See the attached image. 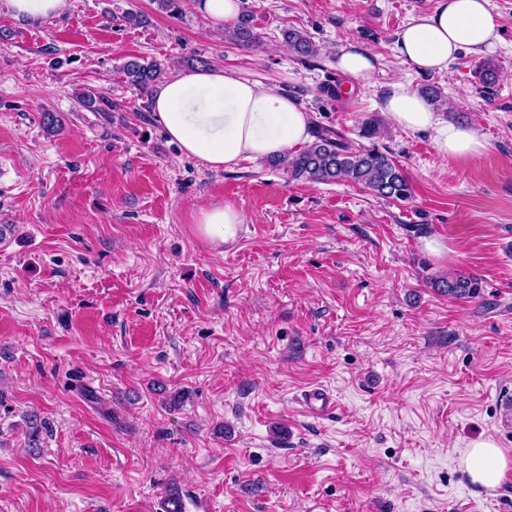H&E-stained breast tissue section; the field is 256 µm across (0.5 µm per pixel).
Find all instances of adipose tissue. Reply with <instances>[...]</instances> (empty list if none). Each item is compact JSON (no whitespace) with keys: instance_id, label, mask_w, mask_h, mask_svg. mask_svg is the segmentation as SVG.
I'll return each instance as SVG.
<instances>
[{"instance_id":"1","label":"adipose tissue","mask_w":512,"mask_h":512,"mask_svg":"<svg viewBox=\"0 0 512 512\" xmlns=\"http://www.w3.org/2000/svg\"><path fill=\"white\" fill-rule=\"evenodd\" d=\"M498 28L490 0H437L431 13L398 32L395 46L411 68L441 72L461 50H495ZM152 110L181 153L212 172L278 156L311 141L309 115L296 99L218 65L186 70L162 82ZM381 110L391 125L427 133L442 157L469 161L486 149L476 125L443 120L435 104L411 83H392ZM191 221L201 239L220 249L237 238L245 217L221 202L193 213ZM463 464L474 486L493 488L512 461L495 441L480 439L469 444Z\"/></svg>"}]
</instances>
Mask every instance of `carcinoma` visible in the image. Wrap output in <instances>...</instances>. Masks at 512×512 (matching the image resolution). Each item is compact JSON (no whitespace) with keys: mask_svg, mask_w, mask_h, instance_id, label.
<instances>
[{"mask_svg":"<svg viewBox=\"0 0 512 512\" xmlns=\"http://www.w3.org/2000/svg\"><path fill=\"white\" fill-rule=\"evenodd\" d=\"M225 33L236 45L252 49L260 43L255 31L254 16L249 10L241 12ZM288 52L301 59H311L319 49L310 37L299 30L284 33ZM168 64L156 60L134 58L126 61L122 71L128 82L144 96L152 95L154 88L168 74ZM314 140L297 153L271 160L275 166H284L289 177L313 184H332L350 181L361 184L376 196L396 201H406L411 196V186L404 169L387 154L373 149H355L339 132L317 126ZM438 292L458 300L480 297L482 282L473 274L450 271L446 276L431 279Z\"/></svg>","mask_w":512,"mask_h":512,"instance_id":"obj_1","label":"carcinoma"}]
</instances>
